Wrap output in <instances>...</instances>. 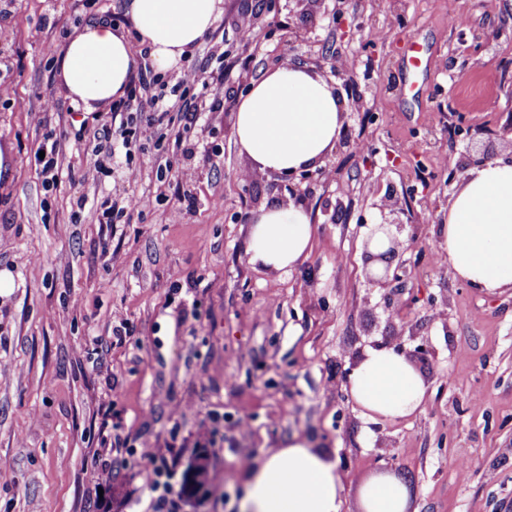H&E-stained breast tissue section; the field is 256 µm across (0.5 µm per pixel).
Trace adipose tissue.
<instances>
[{
    "label": "adipose tissue",
    "mask_w": 512,
    "mask_h": 512,
    "mask_svg": "<svg viewBox=\"0 0 512 512\" xmlns=\"http://www.w3.org/2000/svg\"><path fill=\"white\" fill-rule=\"evenodd\" d=\"M224 13V0H128L129 32L106 20L75 29L61 49L59 83L86 110L123 97L137 67L132 39L148 47L159 70L176 67ZM343 102L320 74L299 64L276 65L240 96L232 138L254 165L270 174L313 169L336 146ZM314 226L300 206L271 204L253 217L246 253L252 265L293 270L307 257ZM437 250L457 278L487 293L512 289V161L465 170L448 202ZM350 394L369 418L414 416L427 387L393 350L373 348L349 378ZM336 458L292 437L247 471L240 512H343ZM409 485L390 473L360 491L362 512H409Z\"/></svg>",
    "instance_id": "ef3b65f1"
}]
</instances>
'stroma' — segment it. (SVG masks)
<instances>
[{"instance_id": "1", "label": "stroma", "mask_w": 512, "mask_h": 512, "mask_svg": "<svg viewBox=\"0 0 512 512\" xmlns=\"http://www.w3.org/2000/svg\"><path fill=\"white\" fill-rule=\"evenodd\" d=\"M262 2L224 0L189 59L224 67V85L187 92L220 105L194 157L138 135L134 190L151 204L115 226L77 206L112 193L92 152L110 111L73 105L41 47L125 15L126 0H13L0 16V81L13 89L0 101V271L13 277L0 295V512H147L140 455L170 446L182 471L207 457L209 489L181 512H237L246 467L296 435L335 451L346 512L385 466L410 482L414 512H512V291L482 292L435 261L450 170L512 158V0H345L341 25L336 0L268 13ZM452 6L463 26L449 27ZM246 18L250 46L238 41ZM410 41L430 49L416 100L400 86ZM285 53L345 100L323 164L332 178L303 201L316 234L289 273L248 261L252 214L293 199L231 136L242 76ZM339 56L354 67L337 72ZM49 99L59 109L47 114ZM55 141L63 174L48 188L34 153ZM165 161L192 164L194 181L158 192ZM390 186L407 276L383 292L364 253ZM379 347L401 349L426 383L418 416L373 422L352 400L343 374Z\"/></svg>"}]
</instances>
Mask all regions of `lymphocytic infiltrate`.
<instances>
[{
	"label": "lymphocytic infiltrate",
	"instance_id": "f902f5d3",
	"mask_svg": "<svg viewBox=\"0 0 512 512\" xmlns=\"http://www.w3.org/2000/svg\"><path fill=\"white\" fill-rule=\"evenodd\" d=\"M133 51L138 59L137 71L133 75L125 97L113 102L111 121L103 129L94 147L97 156L110 158L112 173L118 185L111 198L101 202L102 215L108 223H119L121 218L136 210L149 206L148 198L131 190L141 171L129 162L116 160L114 141H121L123 147H131L139 127L146 126L156 130L177 127L176 147L189 143L195 130L201 104L181 96L173 103H166V84L161 76L154 74L149 61L147 48L134 45ZM144 465L142 472L145 483L153 491L151 512H180L181 503L173 491L172 480L175 476V463L164 454L152 450L142 454Z\"/></svg>",
	"mask_w": 512,
	"mask_h": 512
}]
</instances>
